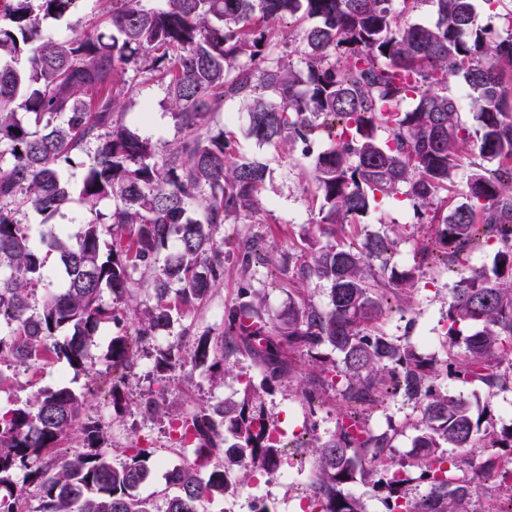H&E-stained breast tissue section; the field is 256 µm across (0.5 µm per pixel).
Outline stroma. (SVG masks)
Instances as JSON below:
<instances>
[{
	"label": "stroma",
	"instance_id": "stroma-1",
	"mask_svg": "<svg viewBox=\"0 0 512 512\" xmlns=\"http://www.w3.org/2000/svg\"><path fill=\"white\" fill-rule=\"evenodd\" d=\"M108 9L101 0H81L74 16L49 23L47 30L56 38L78 34L93 35L105 28ZM125 80L133 89L123 95L125 110L123 123L138 134L151 136L159 149H166L177 137V130L165 103V85L159 78L127 70ZM151 104L150 116H142L143 104ZM212 129L232 132L236 153L245 158H256L267 166L266 180L260 200L262 210L259 223L243 221L219 226L215 238L224 244V280L214 288L207 299L189 312L175 316L172 326L160 331L156 338L139 346L134 359L136 368L125 384L115 385L110 370V342L118 329L105 325L101 336L90 345L94 359L90 370L74 372L66 362L51 359L30 368L8 367L6 379L0 383V407L18 408L32 400L38 391L67 384L77 392L88 395L86 411L99 420L104 437L103 450L113 463L125 460L127 450L141 445L153 450L155 456L167 457L169 465L182 464L178 449L169 442L171 425L195 411L241 398L247 384H260L261 376L252 361L234 354L223 359L226 369L223 379L214 381L204 368L193 363V351L200 337L220 340L224 334V309L234 303L242 288L259 289L262 295L261 314L273 316L288 307L286 286L304 261L303 232L315 220L313 186L309 180L311 164L301 153L285 155L271 146L258 147L246 137L247 114L239 100L227 101L224 108L212 113ZM435 227L418 224L408 200L386 201L361 218L358 224L345 226L343 237L365 239L385 235L396 239L397 247L388 262L372 261L375 278H387L389 269L411 268L418 252L432 246ZM251 242L261 258L249 268H241L235 260L239 247ZM495 249L480 246L470 251L466 266L445 263L439 254H431L427 265L418 272L409 294L393 292L389 295L390 312L381 329L391 339L419 343L421 337L440 339L448 319L450 291L467 275L468 268L491 266ZM175 346L179 361L167 372L154 369L157 350ZM313 378L312 367H303L290 381L283 382L273 392L263 394L266 416L277 430L297 435L304 446L298 457H283L282 466L291 473L310 469L314 457L306 442L310 434L325 437L335 432L341 419L342 405L338 398L311 407L301 396L303 387ZM119 389L124 399L120 408H113L111 389ZM451 393L470 400L476 415L485 428L501 429L512 425L504 409L512 404V384L503 389L487 390L479 384L449 383ZM162 395L165 406L154 418L144 417L139 404L148 395ZM419 416L418 405L404 395L385 398L370 410V424L374 430H394L399 454H407L414 436L413 423ZM265 492L271 512H299L296 491L272 474L256 475L233 496L213 498L208 512H244L248 498Z\"/></svg>",
	"mask_w": 512,
	"mask_h": 512
}]
</instances>
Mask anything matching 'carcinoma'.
I'll list each match as a JSON object with an SVG mask.
<instances>
[{"label":"carcinoma","instance_id":"1","mask_svg":"<svg viewBox=\"0 0 512 512\" xmlns=\"http://www.w3.org/2000/svg\"><path fill=\"white\" fill-rule=\"evenodd\" d=\"M113 1L112 33L57 39L43 24L74 13L78 0H6L0 22V363L31 366L49 357L86 371L88 347L101 324L122 322L102 304L131 296L135 275L149 276L154 305L137 318L142 340L173 323V313L200 304L224 279L223 243L215 228L260 211L266 167L235 155L230 134L210 132V112L230 99L247 102V136L260 146L310 152L316 135L333 146L312 159L318 204L303 242L310 262L302 278L330 285V306L301 300L268 320L256 290L224 309V355L248 349L266 391L303 365L317 381L301 390L310 406L338 392L344 411L334 434L312 438L311 507L366 512L348 492L361 482L386 493L387 512H473L470 482L450 475L464 466L512 481V468L489 456L512 447V427L481 430L462 400L441 389V373L493 391L512 376V11L506 29L478 24L476 0H433L437 21L402 19L392 0ZM287 19L310 21L295 47L277 38ZM27 55L28 66L14 67ZM299 55V63L292 56ZM164 80L180 137L159 153L149 137L120 120L115 86L130 65ZM462 79L474 123L461 121L448 79ZM100 142L93 158L84 145ZM482 162H469L473 156ZM464 202L448 207V189L465 164ZM78 182L96 218L71 236L50 223ZM405 190L418 224H435L445 256L465 259L483 237L497 244L491 269H473L448 310L446 359L382 333L387 291L415 281L418 268L370 278V260L394 240L381 235L330 241L339 224H355L378 197ZM115 200L112 211L99 203ZM26 207L48 229L34 241L14 218ZM54 258L60 281L47 272ZM43 289L35 299L37 289ZM329 348L332 358L322 353ZM112 368H131L129 337L111 342ZM194 362L216 360L200 338ZM508 363L502 372L499 365ZM418 402L420 417L408 455L394 436L368 423V410L398 392ZM260 394L248 387L193 414L195 452L167 471L178 493L166 512H206L216 495H235L255 472L281 458ZM87 394L45 389L29 404L0 412V512H155L135 493L149 477L153 452L134 445L112 464L97 450L99 421L83 415ZM80 433L90 448L59 458L55 449ZM224 465L206 475L210 457ZM427 492L415 502L411 474Z\"/></svg>","mask_w":512,"mask_h":512}]
</instances>
